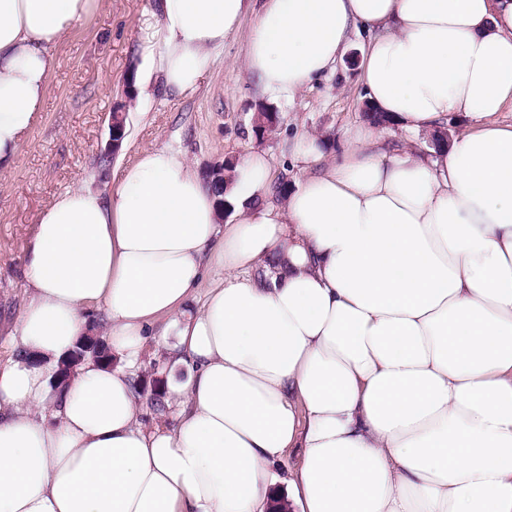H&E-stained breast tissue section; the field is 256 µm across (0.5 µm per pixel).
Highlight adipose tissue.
Segmentation results:
<instances>
[{"mask_svg":"<svg viewBox=\"0 0 512 512\" xmlns=\"http://www.w3.org/2000/svg\"><path fill=\"white\" fill-rule=\"evenodd\" d=\"M94 0H0V169L40 118L53 50ZM147 79L195 92L246 14L243 64L292 99L367 33L365 98L449 145L359 125L305 177L235 169L233 222L185 155L147 148L109 189L41 214L0 364V512H512V0H156ZM200 309L184 303L202 283ZM119 359L56 370L81 337ZM185 366L171 425L134 383L149 339ZM302 451L289 476L288 449Z\"/></svg>","mask_w":512,"mask_h":512,"instance_id":"1","label":"adipose tissue"}]
</instances>
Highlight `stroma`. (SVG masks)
<instances>
[{"mask_svg":"<svg viewBox=\"0 0 512 512\" xmlns=\"http://www.w3.org/2000/svg\"><path fill=\"white\" fill-rule=\"evenodd\" d=\"M154 0H95L90 14L55 50L41 119L24 141L14 166L0 173V363L15 354L13 324L27 299L24 256L39 212L56 194L83 182L105 189L111 169L97 159L109 141L110 113L126 107V137L112 167L131 163L142 148L183 151L206 171L224 160L241 162L264 153L274 180L296 183L304 173L289 153L296 135L325 138L335 153L361 123L364 92L359 65L366 37L355 34L335 73L315 81L292 102H267L242 64L252 24L244 17L224 53L185 98L151 88L127 100L125 77L142 62V47L154 33ZM278 116L277 126L256 136L252 118L259 105Z\"/></svg>","mask_w":512,"mask_h":512,"instance_id":"35a3bbf8","label":"stroma"}]
</instances>
